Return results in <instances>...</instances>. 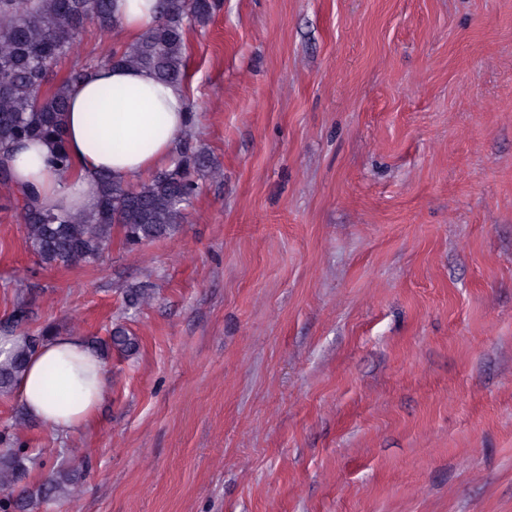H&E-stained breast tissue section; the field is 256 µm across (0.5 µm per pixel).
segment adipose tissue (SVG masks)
I'll return each mask as SVG.
<instances>
[{
  "label": "adipose tissue",
  "mask_w": 512,
  "mask_h": 512,
  "mask_svg": "<svg viewBox=\"0 0 512 512\" xmlns=\"http://www.w3.org/2000/svg\"><path fill=\"white\" fill-rule=\"evenodd\" d=\"M117 30L140 34L158 17L157 0H113ZM189 119L182 88L162 83L146 69L112 66L74 85L64 115L67 149L79 178L65 181L48 165L54 151L45 141L13 151V180L32 185L42 205L90 210L98 199L96 173L125 184L140 181L170 160ZM54 380H47V370ZM104 361L81 335L48 337L29 356L14 394L27 415L68 435L80 430L104 401Z\"/></svg>",
  "instance_id": "adipose-tissue-1"
}]
</instances>
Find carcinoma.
<instances>
[{
    "label": "carcinoma",
    "mask_w": 512,
    "mask_h": 512,
    "mask_svg": "<svg viewBox=\"0 0 512 512\" xmlns=\"http://www.w3.org/2000/svg\"><path fill=\"white\" fill-rule=\"evenodd\" d=\"M113 0H0V160L26 140L49 139L55 150L48 163L61 176L77 172L66 145L63 116L68 92L100 67L146 68L165 83L184 87L186 31L206 24L216 0H160V19L129 44L110 50L60 79L51 77L57 61L73 49L87 24L114 28ZM212 171L201 152L182 151L171 164L135 187L106 173L98 175L99 198L91 211L55 212L38 204L33 188L20 189L26 244L46 268H80L97 262L115 236L136 247L179 232L186 208L199 193V180ZM52 330L24 336L0 361V393L12 391L31 350ZM106 350L133 355L138 338L121 324L112 328ZM37 457L24 448L0 450V512H24L40 498L80 496V479L57 468L49 481L25 486Z\"/></svg>",
    "instance_id": "1"
}]
</instances>
